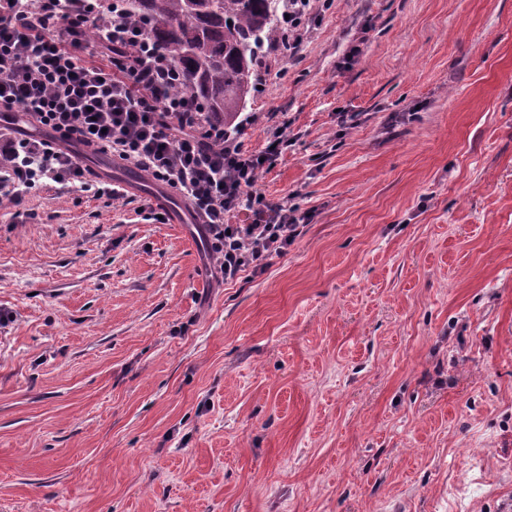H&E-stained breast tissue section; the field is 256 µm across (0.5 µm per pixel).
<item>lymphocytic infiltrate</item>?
I'll use <instances>...</instances> for the list:
<instances>
[{"mask_svg": "<svg viewBox=\"0 0 512 512\" xmlns=\"http://www.w3.org/2000/svg\"><path fill=\"white\" fill-rule=\"evenodd\" d=\"M125 12V0H0V202L20 205L46 179L122 198L121 185L89 182L69 152L77 143L176 189L222 280L264 274L312 218L293 198L256 189L291 145L284 126L269 127L261 152L245 150L208 121L170 56ZM21 115L46 138L16 132ZM240 210L255 221L228 224Z\"/></svg>", "mask_w": 512, "mask_h": 512, "instance_id": "obj_1", "label": "lymphocytic infiltrate"}]
</instances>
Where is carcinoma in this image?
I'll list each match as a JSON object with an SVG mask.
<instances>
[{
  "instance_id": "carcinoma-1",
  "label": "carcinoma",
  "mask_w": 512,
  "mask_h": 512,
  "mask_svg": "<svg viewBox=\"0 0 512 512\" xmlns=\"http://www.w3.org/2000/svg\"><path fill=\"white\" fill-rule=\"evenodd\" d=\"M280 0H127L126 13L181 69L185 87L209 117L234 132L256 88L260 52L278 41Z\"/></svg>"
}]
</instances>
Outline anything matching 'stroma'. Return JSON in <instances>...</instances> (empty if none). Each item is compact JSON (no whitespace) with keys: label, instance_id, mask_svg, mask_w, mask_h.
Returning <instances> with one entry per match:
<instances>
[{"label":"stroma","instance_id":"35a3bbf8","mask_svg":"<svg viewBox=\"0 0 512 512\" xmlns=\"http://www.w3.org/2000/svg\"><path fill=\"white\" fill-rule=\"evenodd\" d=\"M241 141L313 219L223 285L173 189L0 206V512H512V0H334ZM356 115L353 125L338 115Z\"/></svg>","mask_w":512,"mask_h":512}]
</instances>
